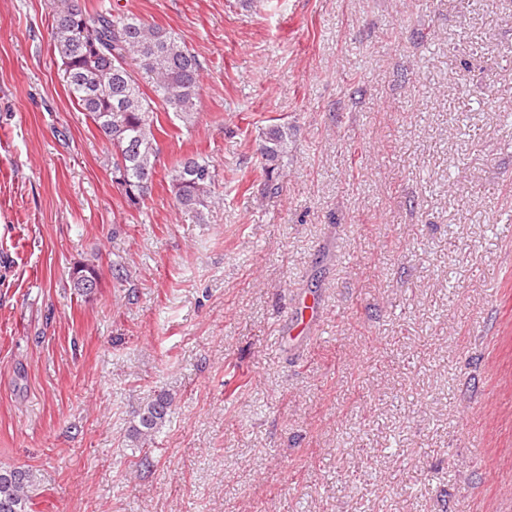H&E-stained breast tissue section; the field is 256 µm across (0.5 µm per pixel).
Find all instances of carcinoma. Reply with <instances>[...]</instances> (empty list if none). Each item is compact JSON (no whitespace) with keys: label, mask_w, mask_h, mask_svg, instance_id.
Returning <instances> with one entry per match:
<instances>
[{"label":"carcinoma","mask_w":512,"mask_h":512,"mask_svg":"<svg viewBox=\"0 0 512 512\" xmlns=\"http://www.w3.org/2000/svg\"><path fill=\"white\" fill-rule=\"evenodd\" d=\"M51 47L69 97L99 133L112 144V171H123L117 189L128 206L141 209L151 196L163 131L157 107L193 128L200 90L201 65L175 32L140 16L103 4L91 9L79 0H52ZM136 64L140 77L130 71ZM288 132L274 128L262 147L264 172L272 180L285 153ZM216 169L200 154L176 162L167 174L177 206L195 223L214 202ZM173 398L160 391L137 413L131 441L143 448L154 443L168 421ZM30 469L0 467V512H29Z\"/></svg>","instance_id":"1"}]
</instances>
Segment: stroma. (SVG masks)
Wrapping results in <instances>:
<instances>
[{
    "instance_id": "stroma-1",
    "label": "stroma",
    "mask_w": 512,
    "mask_h": 512,
    "mask_svg": "<svg viewBox=\"0 0 512 512\" xmlns=\"http://www.w3.org/2000/svg\"><path fill=\"white\" fill-rule=\"evenodd\" d=\"M98 1L183 38L199 107L129 208L50 0H0V465L33 512H512V0ZM197 153L200 224L165 179ZM265 139L261 153L265 161L263 170L266 174L267 181H271L273 172L277 168V162L282 157L283 153H285L288 132L282 127L274 128L267 133ZM172 406L173 398L169 393L165 391L155 393L138 410V421L132 428L131 441L140 448L153 444L156 434L168 421Z\"/></svg>"
}]
</instances>
